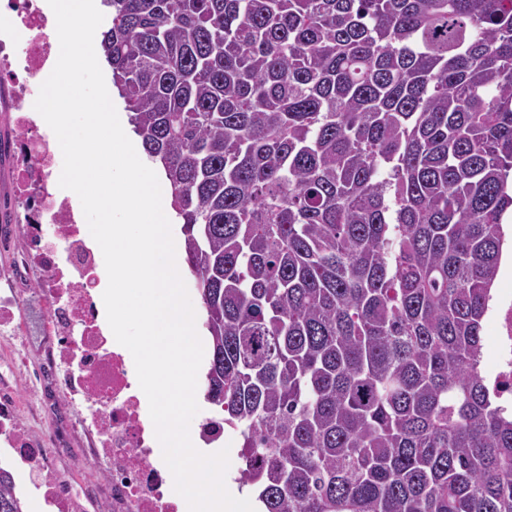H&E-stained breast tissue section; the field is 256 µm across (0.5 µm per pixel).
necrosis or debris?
I'll list each match as a JSON object with an SVG mask.
<instances>
[{
  "label": "necrosis or debris",
  "instance_id": "necrosis-or-debris-1",
  "mask_svg": "<svg viewBox=\"0 0 512 512\" xmlns=\"http://www.w3.org/2000/svg\"><path fill=\"white\" fill-rule=\"evenodd\" d=\"M6 8L11 25L0 35V90L12 101V181L24 207L27 247L0 282V335H24L27 300L44 303L45 374L66 404L87 409L74 423L57 427L56 435L65 438L75 428L83 433L84 453L98 467L104 492L75 488L51 450L38 447L25 430L23 401L8 390L0 391V447L20 459L31 495L46 512H178L173 479L158 462L134 360L112 348L105 307L95 299L102 251L89 245L72 196L57 190L54 141L39 133L29 108L57 52L56 22L38 0H7ZM493 325L492 387L512 406V301L499 303Z\"/></svg>",
  "mask_w": 512,
  "mask_h": 512
}]
</instances>
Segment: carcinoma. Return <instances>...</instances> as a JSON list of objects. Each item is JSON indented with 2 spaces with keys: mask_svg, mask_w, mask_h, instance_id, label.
<instances>
[{
  "mask_svg": "<svg viewBox=\"0 0 512 512\" xmlns=\"http://www.w3.org/2000/svg\"><path fill=\"white\" fill-rule=\"evenodd\" d=\"M262 512H512L482 322L512 0H102ZM0 466V512H23Z\"/></svg>",
  "mask_w": 512,
  "mask_h": 512,
  "instance_id": "1",
  "label": "carcinoma"
}]
</instances>
